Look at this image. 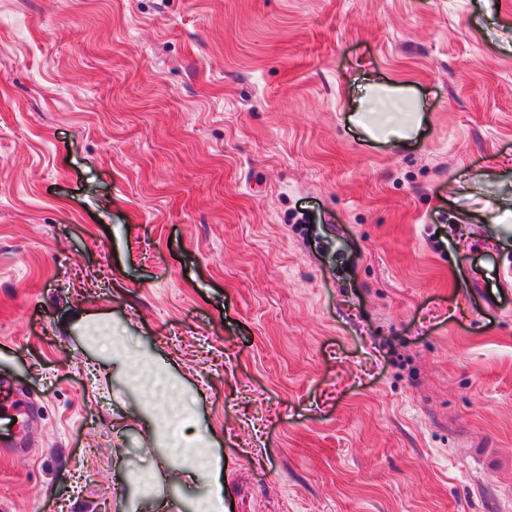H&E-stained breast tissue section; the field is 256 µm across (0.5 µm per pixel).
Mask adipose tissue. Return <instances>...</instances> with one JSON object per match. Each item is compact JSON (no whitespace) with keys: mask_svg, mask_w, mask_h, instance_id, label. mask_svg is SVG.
Segmentation results:
<instances>
[{"mask_svg":"<svg viewBox=\"0 0 512 512\" xmlns=\"http://www.w3.org/2000/svg\"><path fill=\"white\" fill-rule=\"evenodd\" d=\"M359 122L383 137L406 141L419 125L417 104L397 90L379 91L368 98ZM160 424L167 437V456L179 461L182 476L194 480L203 475L210 482L208 493L195 506L196 512H226L221 459L202 444L195 422L174 413Z\"/></svg>","mask_w":512,"mask_h":512,"instance_id":"obj_1","label":"adipose tissue"}]
</instances>
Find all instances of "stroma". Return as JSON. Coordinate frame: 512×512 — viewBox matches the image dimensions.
<instances>
[{"label": "stroma", "instance_id": "stroma-1", "mask_svg": "<svg viewBox=\"0 0 512 512\" xmlns=\"http://www.w3.org/2000/svg\"><path fill=\"white\" fill-rule=\"evenodd\" d=\"M0 384V512H193L173 408L233 512H512V0H0ZM417 104L394 89L378 91L368 98L359 123L383 137L402 142L411 139L419 126ZM135 380L146 386L152 395L160 398L173 389L166 362L157 358L147 359ZM160 424L167 437V454L164 460L177 459L181 475L195 480L199 475L209 479L210 489L205 497L196 503V512H226L224 508V481L222 480L221 458L211 448L201 444V435L194 421L173 413Z\"/></svg>", "mask_w": 512, "mask_h": 512}]
</instances>
